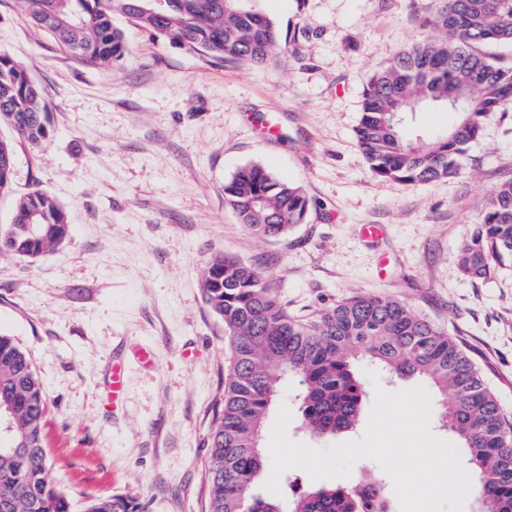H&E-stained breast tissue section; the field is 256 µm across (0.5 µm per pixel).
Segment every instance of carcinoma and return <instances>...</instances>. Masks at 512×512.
<instances>
[{
    "instance_id": "obj_1",
    "label": "carcinoma",
    "mask_w": 512,
    "mask_h": 512,
    "mask_svg": "<svg viewBox=\"0 0 512 512\" xmlns=\"http://www.w3.org/2000/svg\"><path fill=\"white\" fill-rule=\"evenodd\" d=\"M256 0H169L156 15L144 0H18L21 10L74 55L109 67L127 51L112 24L120 13L170 43L228 64L264 66L282 52L273 20ZM421 26L440 36L398 51L370 77L356 127L357 143L374 176L403 184L452 179L458 160L484 124L512 103V65L482 51L512 46V0H440L420 14ZM467 92L463 111L428 139L404 133L418 112L448 111V92ZM34 147L49 136L48 106L30 73L0 55V125ZM14 143L0 138V192L9 188ZM224 201L250 234L281 238L303 223L310 201L303 187L261 164L240 168L224 184ZM67 213L39 190L21 197L13 221L0 225V256L35 259L64 244ZM512 256V182L491 193L482 224L460 250L465 276H491V257ZM206 303L224 323L228 378L208 435L206 512H392L386 477L364 472L347 487L309 486L289 477L279 498L259 492L267 468L259 446L284 369L297 381L299 412L318 438L351 430L367 388L365 361L398 379L428 384L441 407L442 427L464 450L479 512H512V423L464 345L395 298L360 296L307 318L288 314L275 288L253 265L233 256L213 258L203 271ZM0 512H71L48 476L44 447V383L28 354L0 335ZM121 497H97L83 512H138Z\"/></svg>"
}]
</instances>
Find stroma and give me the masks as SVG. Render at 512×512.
Returning a JSON list of instances; mask_svg holds the SVG:
<instances>
[{
	"mask_svg": "<svg viewBox=\"0 0 512 512\" xmlns=\"http://www.w3.org/2000/svg\"><path fill=\"white\" fill-rule=\"evenodd\" d=\"M281 35L267 67L226 64L170 44L122 15L127 53L104 68L0 0V54L37 81L49 108L41 148L15 143L0 224L34 190L65 208L71 232L34 260L0 257V333L31 354L48 402L53 484L72 512L91 496H122L144 512H205L207 435L224 390V324L206 303V263L230 255L259 267L289 314L306 318L374 294L405 302L461 340L512 417V257L467 279L458 263L487 199L512 180V104L496 113L452 180L407 185L376 178L355 128L373 72L429 38L414 0H257ZM281 128L264 132L267 119ZM299 183L310 207L288 236L263 240L238 223L224 184L247 164ZM381 224L383 237L360 230ZM130 364L123 402L104 395L114 356ZM296 381L280 400L290 439L303 429Z\"/></svg>",
	"mask_w": 512,
	"mask_h": 512,
	"instance_id": "obj_1",
	"label": "stroma"
}]
</instances>
